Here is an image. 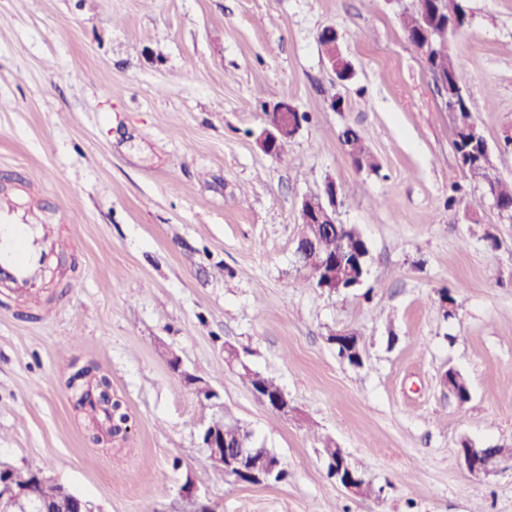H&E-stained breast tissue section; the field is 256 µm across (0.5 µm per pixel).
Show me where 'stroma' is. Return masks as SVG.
<instances>
[{"mask_svg":"<svg viewBox=\"0 0 512 512\" xmlns=\"http://www.w3.org/2000/svg\"><path fill=\"white\" fill-rule=\"evenodd\" d=\"M411 0H0V198L71 239L41 288H0V463H37L98 512H187L186 480L219 512H512V466L486 477L462 443L512 446V223L446 207L466 179L447 113L401 28ZM453 41L496 174L512 180V0H468ZM336 27L337 83L318 35ZM342 97L344 108L331 107ZM309 116L285 154L263 112ZM357 129L379 169L357 170ZM337 221L370 248L364 287H303L299 203L326 180ZM460 289L454 316L443 289ZM354 329L363 365L330 342ZM107 376L126 439H97L67 381ZM272 377L298 409L240 378ZM470 398L454 399L448 369ZM221 403L287 483L214 481L199 434ZM331 436L372 498L327 475ZM288 103L278 107H272L264 113L263 127L257 137L259 147L269 156L278 158L283 154L290 139H284L279 143V137L292 129V122L289 120ZM279 150V153H278ZM344 130V132H342ZM339 134V139L346 147L347 153L352 163L359 169L376 171L378 165L368 148L365 146L363 138L352 126H345Z\"/></svg>","mask_w":512,"mask_h":512,"instance_id":"obj_1","label":"stroma"}]
</instances>
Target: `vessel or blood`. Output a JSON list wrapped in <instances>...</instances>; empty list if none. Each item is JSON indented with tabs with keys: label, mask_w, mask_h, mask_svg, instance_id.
I'll return each instance as SVG.
<instances>
[{
	"label": "vessel or blood",
	"mask_w": 512,
	"mask_h": 512,
	"mask_svg": "<svg viewBox=\"0 0 512 512\" xmlns=\"http://www.w3.org/2000/svg\"><path fill=\"white\" fill-rule=\"evenodd\" d=\"M65 243L49 224H30L9 202L0 203V283L32 293Z\"/></svg>",
	"instance_id": "b4317fda"
}]
</instances>
